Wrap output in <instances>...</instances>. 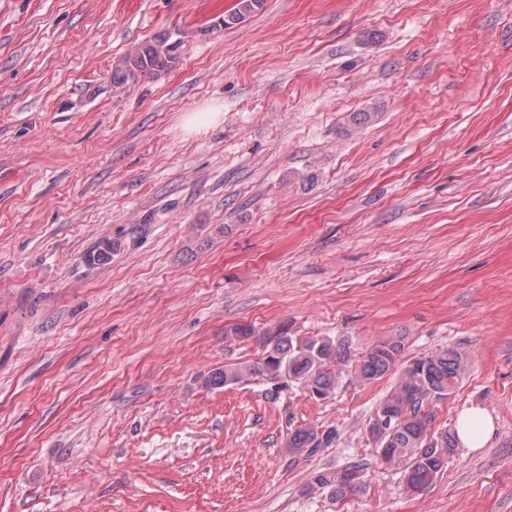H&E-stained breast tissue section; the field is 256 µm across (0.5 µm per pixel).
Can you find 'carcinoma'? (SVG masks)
I'll use <instances>...</instances> for the list:
<instances>
[{"label": "carcinoma", "instance_id": "cac0c4a2", "mask_svg": "<svg viewBox=\"0 0 512 512\" xmlns=\"http://www.w3.org/2000/svg\"><path fill=\"white\" fill-rule=\"evenodd\" d=\"M266 0H234L233 8L224 16V26L239 24L264 7ZM179 42L161 34L128 52L115 66L112 80L125 85L140 80H157L175 64ZM224 335L241 339L255 338L264 348V357L254 364L226 365L208 379L212 386L231 387L261 377L276 382L288 377L291 382L314 390L327 398L336 389L340 365L350 357L348 344L324 336H293L282 325L273 334H255L249 326L224 329ZM405 349L404 337L393 336L366 348L355 367L361 382L398 372L393 390L376 407L367 424V434L379 449L382 460L403 468L406 491L418 493L429 487L448 466V458L458 447L455 430L433 428L428 405L448 399L462 383L468 369L467 354L448 346L401 365ZM389 415L395 424L380 430L374 419ZM333 428L307 426L291 432L288 450L295 455H311L336 443ZM366 463L352 461L334 472H317L310 489L326 491L336 501H343L366 488Z\"/></svg>", "mask_w": 512, "mask_h": 512}]
</instances>
